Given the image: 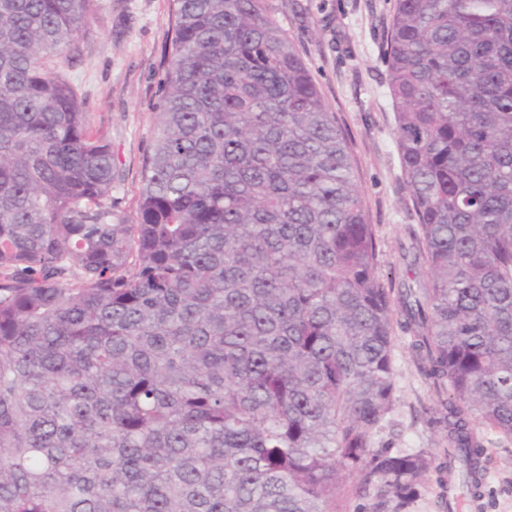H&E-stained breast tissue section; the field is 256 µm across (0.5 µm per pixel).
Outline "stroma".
Instances as JSON below:
<instances>
[{
  "mask_svg": "<svg viewBox=\"0 0 512 512\" xmlns=\"http://www.w3.org/2000/svg\"><path fill=\"white\" fill-rule=\"evenodd\" d=\"M309 66L350 145L381 272L404 274L412 259L406 227L416 218L395 146V109L383 49L394 0H265ZM171 37L169 0H98L65 72L87 102L90 123L112 145V198L135 223L141 170L155 134L154 110ZM396 401L376 445L436 451L428 425L431 393L403 345L394 349ZM488 476L479 512H512V441L486 437Z\"/></svg>",
  "mask_w": 512,
  "mask_h": 512,
  "instance_id": "stroma-1",
  "label": "stroma"
}]
</instances>
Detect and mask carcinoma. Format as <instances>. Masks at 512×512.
<instances>
[{"instance_id": "cac0c4a2", "label": "carcinoma", "mask_w": 512, "mask_h": 512, "mask_svg": "<svg viewBox=\"0 0 512 512\" xmlns=\"http://www.w3.org/2000/svg\"><path fill=\"white\" fill-rule=\"evenodd\" d=\"M95 0H0V512H444L512 439V0H396L385 41L417 223L379 271L348 140L265 0H170L138 223L45 59ZM441 455L377 447L396 333ZM434 466L435 464L419 486L417 497L410 506L411 512H441L437 502L441 489L436 482L437 473L434 470Z\"/></svg>"}]
</instances>
